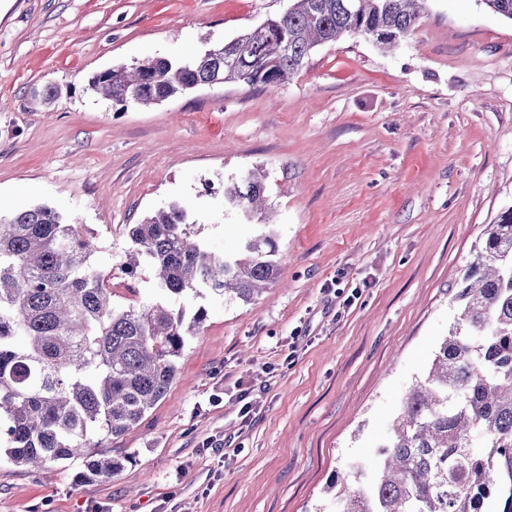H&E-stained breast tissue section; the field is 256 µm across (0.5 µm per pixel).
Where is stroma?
Listing matches in <instances>:
<instances>
[{"label":"stroma","mask_w":512,"mask_h":512,"mask_svg":"<svg viewBox=\"0 0 512 512\" xmlns=\"http://www.w3.org/2000/svg\"><path fill=\"white\" fill-rule=\"evenodd\" d=\"M289 4L0 0L1 212L76 218L114 303L139 306L160 291L144 271L127 288L126 225L177 203L209 249L234 251L259 228L204 185L258 168L281 270L251 302L177 300L206 317L166 397L110 443L121 471L91 481L77 460L33 471L1 455L0 512H336L337 472L372 465L424 376L473 245L512 207V21L483 0H426L394 49L345 34L273 89L201 85L123 107L88 88Z\"/></svg>","instance_id":"35a3bbf8"}]
</instances>
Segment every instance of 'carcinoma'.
<instances>
[{"mask_svg": "<svg viewBox=\"0 0 512 512\" xmlns=\"http://www.w3.org/2000/svg\"><path fill=\"white\" fill-rule=\"evenodd\" d=\"M420 2L291 0L281 24L185 59L108 69L88 88L146 106L212 81L276 88L346 33L397 44ZM223 194L225 206L259 221L258 235L214 253L173 203L127 225L121 272H151L172 298L206 289L252 301L279 277L273 225L261 217L265 185L252 170ZM97 250L54 207L0 214V445L18 467L79 459L84 479L112 478L122 458L103 448L166 396L187 336L204 320L199 310L186 325L183 311L160 301L117 306L112 272L90 264ZM453 300L459 318L404 395L371 469L352 462L337 473L336 512H484L490 499L512 512V208L486 225Z\"/></svg>", "mask_w": 512, "mask_h": 512, "instance_id": "1", "label": "carcinoma"}]
</instances>
